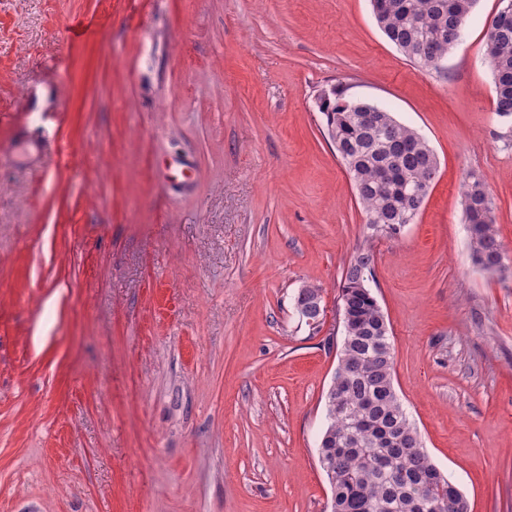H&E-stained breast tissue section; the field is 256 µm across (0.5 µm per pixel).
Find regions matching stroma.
I'll return each instance as SVG.
<instances>
[{
  "label": "stroma",
  "instance_id": "1",
  "mask_svg": "<svg viewBox=\"0 0 512 512\" xmlns=\"http://www.w3.org/2000/svg\"><path fill=\"white\" fill-rule=\"evenodd\" d=\"M478 0L442 72L370 0H0V512H329L318 461L344 268L367 234L317 99L424 136L415 223L374 240L394 384L471 512H512V147ZM94 18L71 41L67 23ZM64 151L27 166L26 139ZM483 176L507 271L476 267ZM323 288L318 327L293 297Z\"/></svg>",
  "mask_w": 512,
  "mask_h": 512
}]
</instances>
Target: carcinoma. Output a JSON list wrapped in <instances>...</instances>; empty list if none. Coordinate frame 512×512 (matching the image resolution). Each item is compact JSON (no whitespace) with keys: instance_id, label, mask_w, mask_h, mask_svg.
I'll return each instance as SVG.
<instances>
[{"instance_id":"carcinoma-1","label":"carcinoma","mask_w":512,"mask_h":512,"mask_svg":"<svg viewBox=\"0 0 512 512\" xmlns=\"http://www.w3.org/2000/svg\"><path fill=\"white\" fill-rule=\"evenodd\" d=\"M477 0H378V22L388 40L423 70L418 41L444 27L467 23ZM499 23L486 29L485 63L493 77L494 112L512 122V0H498ZM340 84L320 97L328 138L342 145L366 217L369 237L356 248L342 277L343 326L339 363L325 401L326 427L319 463L332 489L331 512H470L469 501L435 465L394 385V350L386 316L370 287L374 237H394L411 211L412 190L434 182L438 161L414 128L384 105L348 98ZM463 196L468 248L488 273L504 270L496 203L485 178L470 173ZM322 288L307 285L294 308L322 305Z\"/></svg>"}]
</instances>
